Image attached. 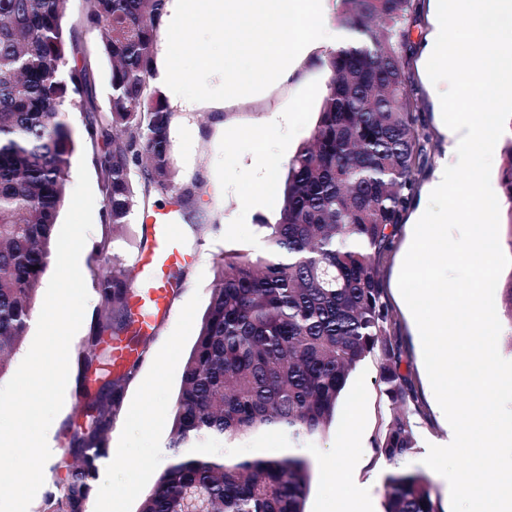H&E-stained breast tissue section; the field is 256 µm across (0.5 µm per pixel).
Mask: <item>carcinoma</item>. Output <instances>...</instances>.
Masks as SVG:
<instances>
[{
  "label": "carcinoma",
  "instance_id": "obj_1",
  "mask_svg": "<svg viewBox=\"0 0 512 512\" xmlns=\"http://www.w3.org/2000/svg\"><path fill=\"white\" fill-rule=\"evenodd\" d=\"M68 0H0V375L22 344L56 251L76 140L61 119L88 93L92 66L65 22ZM105 30L96 54L112 62L105 112L87 138L106 222L130 223L146 198L193 192L173 181L170 111L153 84L164 0H88ZM354 42L331 53V77L310 137L288 161L283 206L264 224L267 251L224 254L172 404L171 462L139 512H305L312 464L300 454L335 418L351 373L374 356L389 401L375 449L390 465L384 512H442L429 475L408 469L420 411L377 265L393 244L423 156L411 93V28L419 0H341ZM142 183L133 182L134 170ZM97 310L81 344L77 387L83 422L67 428L73 463L56 477L45 512H87L98 463L146 350L112 369L106 337L142 346L125 259L101 238ZM288 433L279 457L188 452L203 439L234 442Z\"/></svg>",
  "mask_w": 512,
  "mask_h": 512
}]
</instances>
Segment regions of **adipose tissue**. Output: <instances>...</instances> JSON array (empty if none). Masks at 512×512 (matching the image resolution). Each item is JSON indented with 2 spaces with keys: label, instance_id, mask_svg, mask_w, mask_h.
<instances>
[{
  "label": "adipose tissue",
  "instance_id": "1",
  "mask_svg": "<svg viewBox=\"0 0 512 512\" xmlns=\"http://www.w3.org/2000/svg\"><path fill=\"white\" fill-rule=\"evenodd\" d=\"M327 0H165L160 24L163 66L156 83L181 112L207 107L217 112L236 105L263 87L299 80L313 50L330 52L348 42L349 33L327 18ZM196 27V83L184 92L174 80L173 66L181 53V36ZM249 68L238 69L237 61ZM222 73L215 87L210 79Z\"/></svg>",
  "mask_w": 512,
  "mask_h": 512
}]
</instances>
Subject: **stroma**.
<instances>
[{"label": "stroma", "mask_w": 512, "mask_h": 512, "mask_svg": "<svg viewBox=\"0 0 512 512\" xmlns=\"http://www.w3.org/2000/svg\"><path fill=\"white\" fill-rule=\"evenodd\" d=\"M327 54L318 50L308 66L307 78L295 85L279 87L264 98L239 102L224 118L200 108L176 113L170 128L175 180L180 187L195 186L190 203L176 195L151 197L145 211L136 212L130 224L113 230L114 247L128 263H135L140 244L151 236V220L160 212L179 213L178 245L187 255L183 278L168 296L167 310L155 317L148 334L147 354L124 398L123 411L109 440L111 469L101 471L88 512H138L167 462L158 451L167 447L171 428V407L179 391L183 365L198 334L208 306L215 263L224 253L257 255L264 251L262 223H275L282 207L281 198L266 202L253 212L246 199L248 179L242 154L251 143L241 141L243 131L261 127L266 111L284 106L299 114L301 134L282 131L266 142L267 149L293 156L304 136L318 121L319 103L330 78L325 65ZM94 82L83 102L68 108L64 119L76 137L68 171L69 186H76L79 164H86L94 194L95 210H103L104 193L95 163V148L84 137L86 115L106 111L109 105V61H92ZM411 88L418 102L417 127L425 146L426 159L415 174L416 185H423L446 151V143L432 120L434 95L440 88L424 83L412 74ZM396 253H389L379 264L380 279L388 295L392 320L410 363V379L419 397L421 412L412 426L419 450L406 465L421 467L424 450L442 428L426 394V380L417 344L410 333L403 308L393 288ZM358 415L368 439H375L388 419L389 406L381 392L378 364L366 358L353 371L345 395L329 430L306 453L312 461V479L305 512H332L334 502L342 501L343 491L327 486L322 461L335 454L340 436L351 415ZM354 484L370 494L371 512H383V482L388 466L373 448H357L347 458Z\"/></svg>", "instance_id": "35a3bbf8"}]
</instances>
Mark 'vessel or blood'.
Instances as JSON below:
<instances>
[{"label": "vessel or blood", "instance_id": "b4317fda", "mask_svg": "<svg viewBox=\"0 0 512 512\" xmlns=\"http://www.w3.org/2000/svg\"><path fill=\"white\" fill-rule=\"evenodd\" d=\"M177 223L170 214H162L153 224V244L141 253L131 275L142 283L137 296L147 315L165 312L171 281L169 272L180 264L182 255L176 247Z\"/></svg>", "mask_w": 512, "mask_h": 512}]
</instances>
